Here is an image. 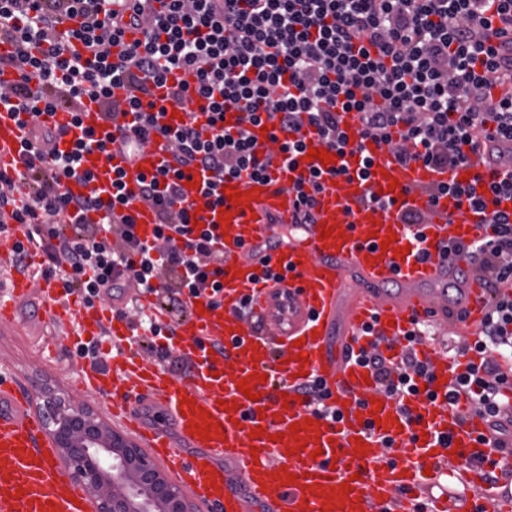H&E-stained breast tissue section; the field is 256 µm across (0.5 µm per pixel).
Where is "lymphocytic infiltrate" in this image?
I'll return each instance as SVG.
<instances>
[{
	"label": "lymphocytic infiltrate",
	"mask_w": 512,
	"mask_h": 512,
	"mask_svg": "<svg viewBox=\"0 0 512 512\" xmlns=\"http://www.w3.org/2000/svg\"><path fill=\"white\" fill-rule=\"evenodd\" d=\"M105 2L0 0V42L14 44L12 62L23 76L0 89V101L35 119L44 108L69 110L75 127L76 102L91 97L108 113L113 87L124 86L138 148L153 132L143 118L157 106L152 84H165L172 71L183 70L194 81L172 86L170 98L181 105L193 95L204 99L205 128L190 120L164 129L173 160L143 177L133 199L120 172L104 195H79L67 187L83 178L84 153L107 152L111 135L80 138L62 151L54 147L62 130L35 122L31 135L39 147L26 161V199L14 205L15 182L0 175V209L11 207L15 223L41 225L35 240L45 256L40 273L58 280L79 305H109L125 288L156 295L172 314L169 322L148 324V347L161 360H168L177 325L188 313L184 294L208 285L216 305L222 291L214 234L209 225H196L184 203L186 171L268 178L272 169L296 164L306 124L329 149L344 151L342 109L358 112L361 138L387 145L400 163L454 167L481 149L489 164L512 168V94L491 98L495 86L512 79V38L491 43L485 17L491 9L512 15V0H167L157 17L147 13V0H133L126 18ZM74 16L83 19L70 32L84 45L82 56L68 54L57 36L58 25ZM129 21L145 25V38L113 59L112 47ZM33 75L41 80L40 107L30 103L26 80ZM230 106L253 122H274L272 149L225 127ZM47 157L52 164L46 168ZM137 200L158 211L150 245L139 241L130 216ZM179 224L188 226V234L171 236ZM490 224L486 244L455 248L467 254L470 271L481 275L490 310L475 345L462 341L454 348L459 357L477 351L482 361L449 385L448 401L466 403L500 431L512 409V376L506 371L512 365V211L493 210ZM116 236L125 249L113 247ZM407 340L398 356H362L404 409L429 377L415 335Z\"/></svg>",
	"instance_id": "lymphocytic-infiltrate-1"
}]
</instances>
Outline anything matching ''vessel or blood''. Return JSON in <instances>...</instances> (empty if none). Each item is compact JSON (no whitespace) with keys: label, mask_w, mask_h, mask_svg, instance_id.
Listing matches in <instances>:
<instances>
[{"label":"vessel or blood","mask_w":512,"mask_h":512,"mask_svg":"<svg viewBox=\"0 0 512 512\" xmlns=\"http://www.w3.org/2000/svg\"><path fill=\"white\" fill-rule=\"evenodd\" d=\"M77 110L83 129L108 127L115 139L109 154L86 155L84 165L97 179L73 182L74 192L98 190L119 170L135 194L141 176L171 161L161 136L127 150L124 112L105 118L88 97ZM24 121L0 105V171L10 176L22 170L31 139ZM365 149L374 159L365 179L335 176L341 165H357L356 156L338 153L327 162L300 156L296 167L272 179H218L225 202L215 211L198 187L199 175L183 180L197 216L220 228L224 283L223 302L191 310L176 331V351L192 367L188 376L173 375L146 354L133 337V321L114 320L100 306H78L56 281L38 276L42 254L35 250L20 269L12 246L0 247V326L14 323L22 306L33 303L54 330L44 350L73 333L111 336L119 347L116 360L78 370L85 391L110 397L113 419L149 457L169 465L200 504L221 512H252L257 502L266 512H488L489 501L510 503L512 497L490 488L483 475L495 462L511 464L512 451L488 456L485 446L497 438L490 422L448 404V386L464 365L428 342L417 344L435 397H412L421 416L412 424L359 355L370 346L372 336L363 333L368 325L382 336L384 355L420 322L477 340L489 308L476 283L458 304H449L448 274L467 267L468 259L449 256L447 248L485 240L490 213L431 191L442 183L507 180L512 170L489 166L479 152L442 171L401 164L385 146ZM315 169L324 181L314 194V221L299 225L295 188ZM403 207L420 211L424 224L401 223ZM135 216L139 239H152L155 209L139 205ZM352 275L366 281L365 290L346 292ZM391 283L431 284L435 291L397 303L384 292ZM246 300L252 314L242 317L237 309ZM214 340L223 342V354L211 352ZM309 381L323 388L324 402L297 394ZM42 431L41 416L33 414L17 373H10L0 380V512H91L84 488L51 465L56 450L41 440ZM445 474L469 485L471 496L439 486ZM242 483L251 498L238 493Z\"/></svg>","instance_id":"b4317fda"}]
</instances>
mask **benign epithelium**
Wrapping results in <instances>:
<instances>
[{
  "mask_svg": "<svg viewBox=\"0 0 512 512\" xmlns=\"http://www.w3.org/2000/svg\"><path fill=\"white\" fill-rule=\"evenodd\" d=\"M37 399L62 462L88 490L96 512H190L180 488L93 407L50 387Z\"/></svg>",
  "mask_w": 512,
  "mask_h": 512,
  "instance_id": "benign-epithelium-1",
  "label": "benign epithelium"
}]
</instances>
